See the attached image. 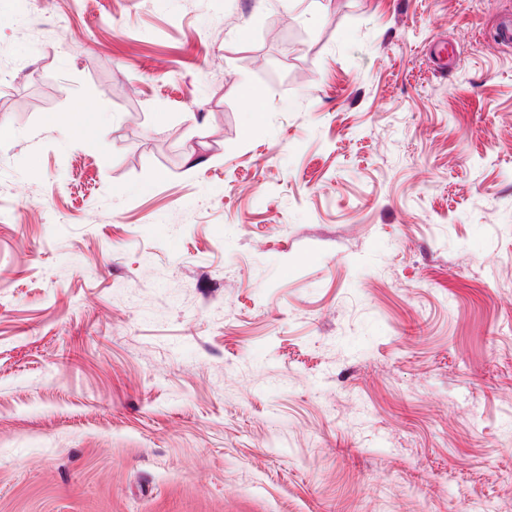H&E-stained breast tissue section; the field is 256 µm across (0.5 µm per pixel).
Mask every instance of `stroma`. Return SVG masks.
<instances>
[{
    "label": "stroma",
    "mask_w": 512,
    "mask_h": 512,
    "mask_svg": "<svg viewBox=\"0 0 512 512\" xmlns=\"http://www.w3.org/2000/svg\"><path fill=\"white\" fill-rule=\"evenodd\" d=\"M4 12L0 512H512V0Z\"/></svg>",
    "instance_id": "obj_1"
}]
</instances>
